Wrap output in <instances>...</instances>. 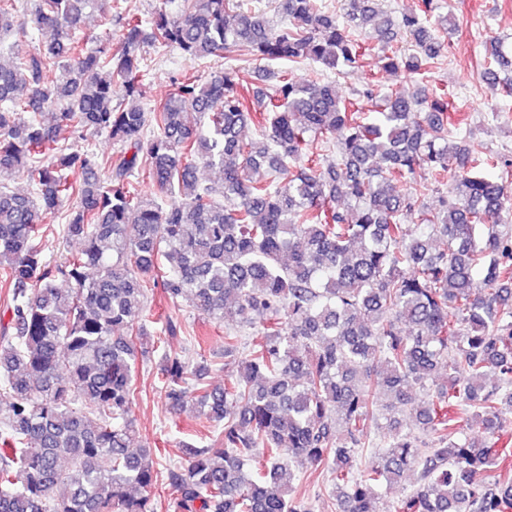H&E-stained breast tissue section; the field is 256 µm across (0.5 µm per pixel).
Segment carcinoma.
I'll list each match as a JSON object with an SVG mask.
<instances>
[{
    "label": "carcinoma",
    "instance_id": "carcinoma-1",
    "mask_svg": "<svg viewBox=\"0 0 512 512\" xmlns=\"http://www.w3.org/2000/svg\"><path fill=\"white\" fill-rule=\"evenodd\" d=\"M16 2L0 0V41L29 26L50 37L0 63V271L13 303L0 336V512H156L159 460L131 448L132 405L140 362L178 327L149 331L151 286L254 329L222 390L201 384L206 367L162 357L169 409L195 405L220 427L216 444L186 445V464L167 468L170 512H311L293 495L308 466L327 470L338 512H380L413 467L419 486L390 512L511 509L512 193L475 175L464 140L448 141L445 93L372 83L363 112L329 80L284 74L252 92L239 77L244 50L355 68L368 29L385 46L407 43L383 71L423 80L448 50L439 2L396 17L383 0H342L339 13L277 0L276 23L239 0H184L176 16L127 13L119 46L93 50L76 31L100 0H34L27 13ZM146 44L233 64L184 78L148 109ZM486 52L481 79L512 97L501 79L512 40ZM62 124L80 139L106 133L125 155L101 179L96 153L59 145ZM320 142L336 163L322 165ZM200 163L219 179L199 182ZM422 169L450 178L437 208L399 190ZM19 170L28 193L8 186ZM141 171L158 196L141 195ZM177 191L181 202H164ZM66 202L65 236L80 249L51 264L41 230ZM259 446L267 461L253 468ZM361 448L371 456L356 470Z\"/></svg>",
    "mask_w": 512,
    "mask_h": 512
}]
</instances>
